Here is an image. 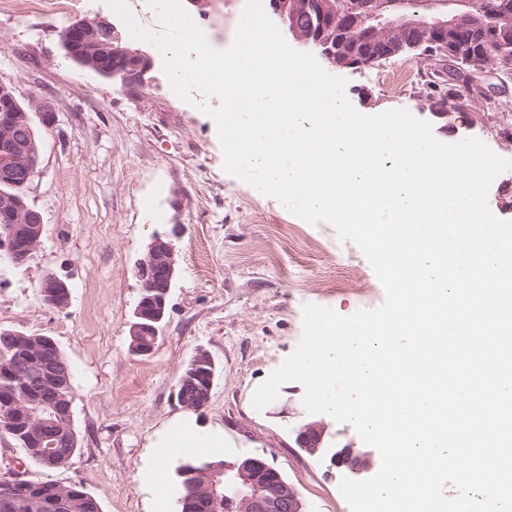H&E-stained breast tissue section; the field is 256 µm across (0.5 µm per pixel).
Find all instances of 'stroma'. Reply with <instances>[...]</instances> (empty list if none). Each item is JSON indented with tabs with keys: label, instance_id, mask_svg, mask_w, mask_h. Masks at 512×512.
<instances>
[{
	"label": "stroma",
	"instance_id": "1",
	"mask_svg": "<svg viewBox=\"0 0 512 512\" xmlns=\"http://www.w3.org/2000/svg\"><path fill=\"white\" fill-rule=\"evenodd\" d=\"M246 0H208L185 10L210 45L228 49ZM116 20L106 0H0V82L23 104L46 101L52 127L39 128L40 161L26 188L44 234L28 263L0 265V329L52 337L73 368V423L79 449L69 464L46 472L0 436V473L22 466L27 477L77 484L102 512H178V459L167 465L166 504L142 478L150 442L169 421L191 418L222 430L226 461L261 456L296 489L302 512H350L339 491L344 466L311 455L298 434L324 429L328 448H354L363 478L381 465L379 452L354 428L307 413L304 386L281 385L276 400L255 409V390L296 349L302 308L328 307L347 316L373 309L385 290L353 243L327 224L298 221L277 199L226 173L215 122L179 99L157 49L140 82L126 84L79 67L63 50L73 22ZM345 78L352 106L365 115L404 109L452 144L482 135L512 159V73L488 64L476 73L417 51L359 70L326 65ZM453 85L468 113L446 123L430 97L438 82ZM175 232L177 276L154 350L129 349V323L141 286L135 267L155 233ZM53 273L70 286L63 309L37 293ZM218 374L209 402L182 407L179 380L196 350Z\"/></svg>",
	"mask_w": 512,
	"mask_h": 512
}]
</instances>
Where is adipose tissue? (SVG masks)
<instances>
[{
    "label": "adipose tissue",
    "mask_w": 512,
    "mask_h": 512,
    "mask_svg": "<svg viewBox=\"0 0 512 512\" xmlns=\"http://www.w3.org/2000/svg\"><path fill=\"white\" fill-rule=\"evenodd\" d=\"M224 445V434L198 428L188 420H177L160 431L154 442V463L150 469L149 484L157 499H164L167 493L166 466L172 456L186 449L213 448Z\"/></svg>",
    "instance_id": "ef3b65f1"
}]
</instances>
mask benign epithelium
<instances>
[{
	"instance_id": "obj_1",
	"label": "benign epithelium",
	"mask_w": 512,
	"mask_h": 512,
	"mask_svg": "<svg viewBox=\"0 0 512 512\" xmlns=\"http://www.w3.org/2000/svg\"><path fill=\"white\" fill-rule=\"evenodd\" d=\"M447 6L443 0H371L354 10L344 20L346 28L369 25L375 32L407 29L421 41L432 44L448 43V30L459 24L460 17L442 19L433 11ZM272 14L303 45L325 44L323 36L311 39L288 16V0H269ZM64 51L73 59L103 77H119L135 82L152 66V57L140 48L125 44L116 25L108 19L76 22L62 38ZM338 47H326L321 55L333 66L361 69L383 60L384 51L368 46L351 59L336 57ZM0 102L11 107L9 114L0 118V262L15 268L24 266L40 245L44 232L41 214L13 190H24L30 183L40 158V146L35 135L31 112L18 104L11 87L0 83ZM176 249L166 233L156 234L148 245L145 256L137 266L136 275L142 287L153 296H140L129 325L131 351L148 355L153 346L138 340L156 331L151 323L163 320L168 299L175 283ZM42 302L54 309H63L69 303L70 289L65 280L48 274L38 285ZM204 370L210 376L208 389H213L214 360L202 349L190 358L179 385ZM29 436L39 438V447L54 443L62 435L71 433L72 425L59 423L55 418L30 420ZM323 430L307 426L298 435L301 448L308 452L320 451ZM209 484L206 492L213 499L233 492L240 512H284L298 501L297 492L286 484L281 473L263 457H247L241 462L224 463L207 471Z\"/></svg>"
}]
</instances>
